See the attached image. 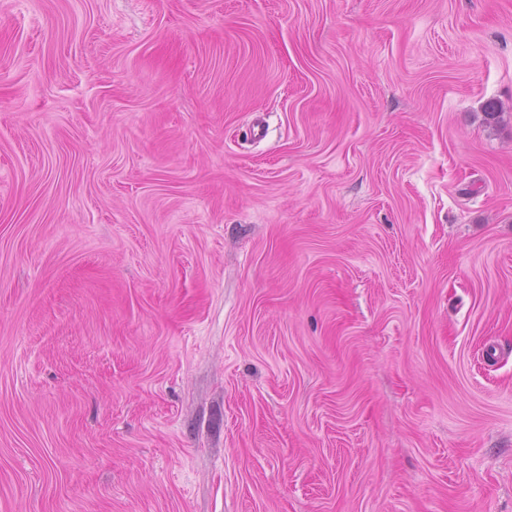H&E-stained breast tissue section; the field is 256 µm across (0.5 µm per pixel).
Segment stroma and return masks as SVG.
Segmentation results:
<instances>
[{"label": "stroma", "instance_id": "stroma-1", "mask_svg": "<svg viewBox=\"0 0 512 512\" xmlns=\"http://www.w3.org/2000/svg\"><path fill=\"white\" fill-rule=\"evenodd\" d=\"M0 512H512V0H0Z\"/></svg>", "mask_w": 512, "mask_h": 512}]
</instances>
